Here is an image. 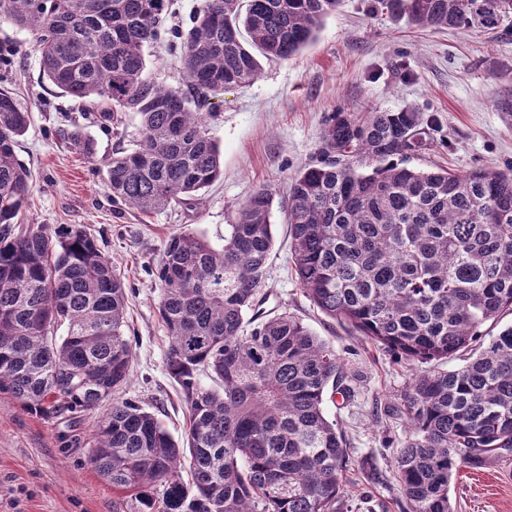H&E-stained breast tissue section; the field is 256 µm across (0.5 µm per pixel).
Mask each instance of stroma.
<instances>
[{"label": "stroma", "instance_id": "obj_1", "mask_svg": "<svg viewBox=\"0 0 512 512\" xmlns=\"http://www.w3.org/2000/svg\"><path fill=\"white\" fill-rule=\"evenodd\" d=\"M203 3L173 0L162 40L148 56L154 81L184 85L179 37ZM32 42L31 33L0 22V88L30 113L17 152L34 188L18 222L76 224L97 238L126 286L134 358L117 397L143 406L176 438L189 412L166 368L169 338L155 277L171 235L190 232L219 246L234 207L258 187L284 199L294 174L315 158L326 116L339 108L413 107L433 116L432 144L414 161L422 169L512 165V32L421 30L377 10L373 0H342L314 43L288 61H262L255 82L212 99L207 124L220 148L221 176L199 199L145 216L113 201L106 187L112 155L139 142L136 115L122 112L113 122L104 119L103 106L60 94L42 79ZM74 126L92 140L93 157L64 138ZM273 222L262 308L301 319L344 363L352 395L326 399L325 408L349 442L353 512H401L395 458L409 430L396 409L411 368L313 305L291 267L283 213L274 212ZM96 420L93 413L75 423L65 414L47 419L0 393V512H123L119 494L86 462ZM364 458L379 480L363 477L357 464ZM450 496L456 512H512V456L462 466Z\"/></svg>", "mask_w": 512, "mask_h": 512}]
</instances>
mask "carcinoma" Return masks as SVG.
Instances as JSON below:
<instances>
[{"instance_id":"obj_1","label":"carcinoma","mask_w":512,"mask_h":512,"mask_svg":"<svg viewBox=\"0 0 512 512\" xmlns=\"http://www.w3.org/2000/svg\"><path fill=\"white\" fill-rule=\"evenodd\" d=\"M168 2L0 0V21L33 35L42 78L107 105V117L138 116L139 146L112 157L106 184L146 215L222 174L205 105L256 80L259 57L286 61L315 41L341 0H204L181 41L185 90L146 72ZM377 2L419 28L487 32L512 17V0ZM29 124L1 90L0 391L46 417L101 411L88 464L126 494L127 512H351L347 439L324 410L327 388L351 394L341 358L294 316L256 311L273 192L233 210L223 245L181 232L158 260L166 366L189 411L177 440L132 401L103 408L126 384L133 348L126 288L97 239L79 225L14 230L33 189L16 151ZM433 125L413 108L329 113L280 205L306 297L419 364L448 362L512 312V166H412ZM68 137L93 155L79 128ZM398 412L410 427L395 460L403 512H454L459 468L512 454V325L472 360L412 374Z\"/></svg>"}]
</instances>
